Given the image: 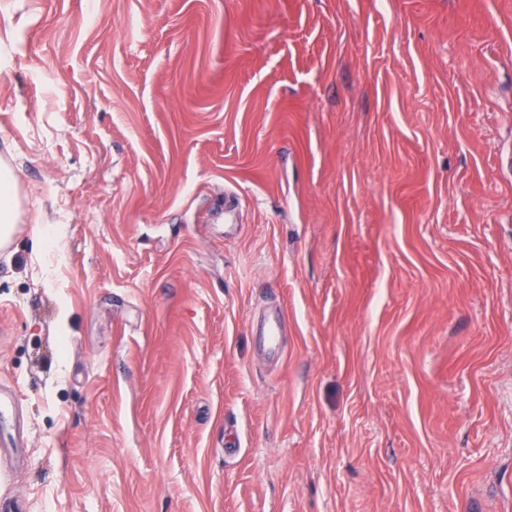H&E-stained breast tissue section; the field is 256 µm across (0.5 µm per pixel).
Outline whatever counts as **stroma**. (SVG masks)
I'll return each mask as SVG.
<instances>
[{
    "mask_svg": "<svg viewBox=\"0 0 512 512\" xmlns=\"http://www.w3.org/2000/svg\"><path fill=\"white\" fill-rule=\"evenodd\" d=\"M510 150L512 0H0V500L512 512ZM17 176L11 166L0 160V248L8 247L18 231L19 198Z\"/></svg>",
    "mask_w": 512,
    "mask_h": 512,
    "instance_id": "1",
    "label": "stroma"
}]
</instances>
